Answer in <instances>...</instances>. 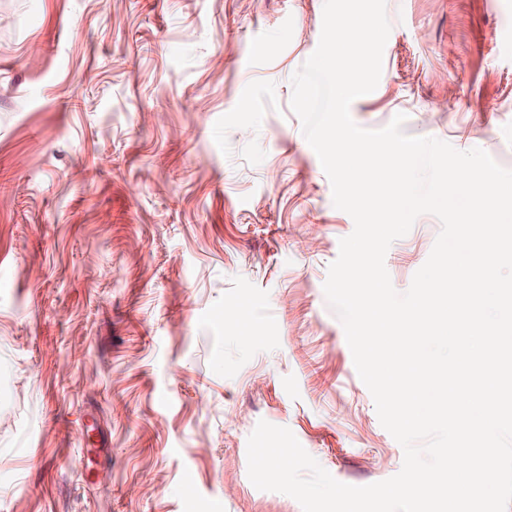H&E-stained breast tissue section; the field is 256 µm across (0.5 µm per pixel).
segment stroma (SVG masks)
I'll use <instances>...</instances> for the list:
<instances>
[{
    "instance_id": "stroma-1",
    "label": "stroma",
    "mask_w": 512,
    "mask_h": 512,
    "mask_svg": "<svg viewBox=\"0 0 512 512\" xmlns=\"http://www.w3.org/2000/svg\"><path fill=\"white\" fill-rule=\"evenodd\" d=\"M324 0H0V512H302L247 441L395 476L323 285L352 217L292 111ZM368 130L512 170V0H386ZM441 229L385 265L405 292Z\"/></svg>"
}]
</instances>
